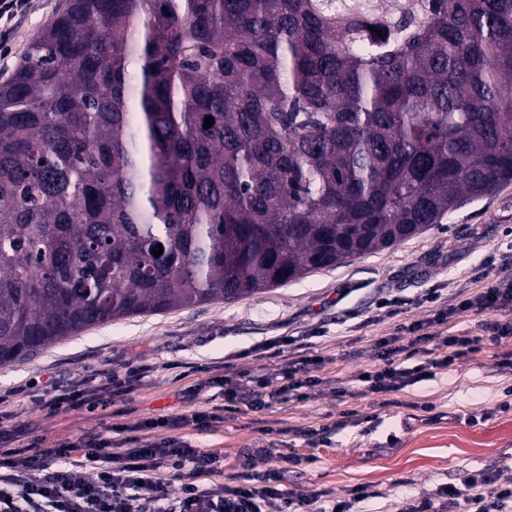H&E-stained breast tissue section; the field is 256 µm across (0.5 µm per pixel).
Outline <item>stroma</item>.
Here are the masks:
<instances>
[{
    "label": "stroma",
    "mask_w": 512,
    "mask_h": 512,
    "mask_svg": "<svg viewBox=\"0 0 512 512\" xmlns=\"http://www.w3.org/2000/svg\"><path fill=\"white\" fill-rule=\"evenodd\" d=\"M67 0H29L0 40V84L10 79L29 43L65 9ZM512 264V183L464 202L423 233L391 248L317 270L287 285L230 302L124 318L72 335L39 354L0 365V449L33 439L45 445L87 434L112 436L114 427H138L141 444L163 436L144 421L207 410L215 388L208 370L229 375L266 373L257 350L294 337L323 356L320 382L303 402L271 410L228 412L210 429L190 425L183 440L224 457V475L274 467L263 450L295 451L302 462L286 473L285 496L320 493L348 498L361 484L382 498L366 512H409L419 492L461 485L484 473L512 484V373L502 370L512 340L485 349L397 394L370 392L360 375L376 339L398 325L425 319L420 298L438 289L448 299L475 294L487 277ZM142 367L131 395L111 392L113 375ZM108 389L103 404L49 414L43 387ZM348 425L330 439L320 429L341 411ZM272 434H264V427Z\"/></svg>",
    "instance_id": "1"
}]
</instances>
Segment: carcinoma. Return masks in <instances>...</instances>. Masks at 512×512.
<instances>
[{
    "instance_id": "cac0c4a2",
    "label": "carcinoma",
    "mask_w": 512,
    "mask_h": 512,
    "mask_svg": "<svg viewBox=\"0 0 512 512\" xmlns=\"http://www.w3.org/2000/svg\"><path fill=\"white\" fill-rule=\"evenodd\" d=\"M510 182L512 0H69L0 85V364Z\"/></svg>"
}]
</instances>
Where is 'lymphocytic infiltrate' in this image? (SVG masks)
<instances>
[{
  "instance_id": "obj_1",
  "label": "lymphocytic infiltrate",
  "mask_w": 512,
  "mask_h": 512,
  "mask_svg": "<svg viewBox=\"0 0 512 512\" xmlns=\"http://www.w3.org/2000/svg\"><path fill=\"white\" fill-rule=\"evenodd\" d=\"M427 301L432 305L430 318L406 327L414 336L412 343L400 345L392 337L376 341L375 351L384 365L366 374L371 392L402 391L422 376H436L457 360L512 338V268L456 303L442 301L435 292ZM468 313L478 317L474 329L443 337V353L429 356L426 345L433 339L432 328ZM408 358L414 360V367L405 366ZM320 364L319 357L297 352L261 375L212 377V384L222 389V411L146 421V428L169 432L168 437L148 446L141 445L138 437L126 435L118 440L99 437L52 448L25 446L0 452V512H267L274 504L279 512H354L357 504L380 497V490L359 486L351 490L348 499L336 501L317 495L297 501L285 498L280 489L282 466L296 463L292 454L279 455L278 466L263 473H243L223 483L219 480L223 473L220 455L192 447L175 435L190 423L207 428L222 422L226 410L243 406L263 412L284 402L305 401L308 388L317 382L313 371ZM79 458L92 465L94 476L72 474L71 467ZM168 471L180 483L174 496L164 478ZM459 503L464 512H489L492 503L502 512L512 504V486L496 487L491 478L472 474L463 487L445 485L436 495H420L411 512H447Z\"/></svg>"
}]
</instances>
